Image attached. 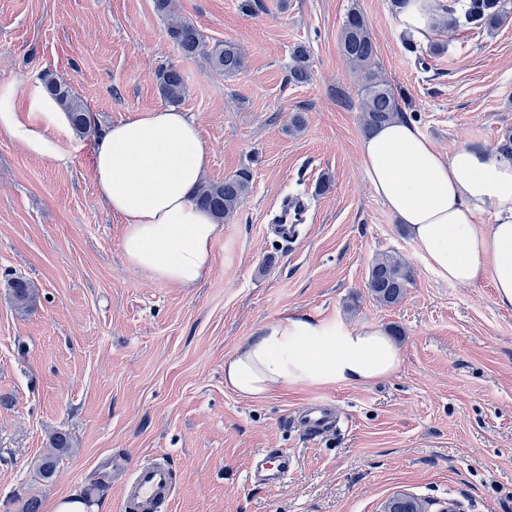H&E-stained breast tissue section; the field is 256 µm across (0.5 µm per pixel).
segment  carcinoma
Masks as SVG:
<instances>
[{
  "label": "carcinoma",
  "mask_w": 512,
  "mask_h": 512,
  "mask_svg": "<svg viewBox=\"0 0 512 512\" xmlns=\"http://www.w3.org/2000/svg\"><path fill=\"white\" fill-rule=\"evenodd\" d=\"M431 10L443 20L445 26H463L482 30L496 27L502 18L501 0H432ZM168 35L186 56L203 54L211 65L233 74L243 69L244 57L239 48L231 42L217 43L206 47L203 34L187 19H173L168 26ZM340 45L347 61L363 71L365 98L362 108V125L366 133L391 122L401 114L398 97L389 82L373 69L376 44L364 16L355 8L347 13L340 33ZM293 65L289 70L290 79L295 83L308 80L307 50L298 45L292 52ZM163 99L172 106L181 104L186 84L180 70L170 66L157 74ZM46 93L67 113L74 131L81 136L99 133L98 118L86 107L72 87L52 78L42 79ZM252 173L244 168L218 182L202 183L197 187L196 200L202 209L208 211L219 223L229 220L248 196ZM410 282V271L400 259L383 255L375 260L369 271L368 286L371 294L382 304L392 305L403 296ZM7 288L14 306L24 312L33 308L36 299L34 285L23 278L7 280ZM68 447L66 436L53 438L51 450L40 466V474L49 476L55 466L57 453Z\"/></svg>",
  "instance_id": "cac0c4a2"
}]
</instances>
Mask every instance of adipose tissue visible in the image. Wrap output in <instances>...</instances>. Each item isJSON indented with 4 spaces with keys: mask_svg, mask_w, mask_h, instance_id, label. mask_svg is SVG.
<instances>
[{
    "mask_svg": "<svg viewBox=\"0 0 512 512\" xmlns=\"http://www.w3.org/2000/svg\"><path fill=\"white\" fill-rule=\"evenodd\" d=\"M13 87L0 88V132L30 154L60 158L54 132L68 119L41 91L31 111L44 127L20 121ZM93 152L101 200L121 218V247L153 279L195 287L208 274L218 226L192 199L209 165L196 123L158 108L107 126ZM373 192L404 224L427 267L440 279L472 285L491 278L502 306L512 307V162L481 147L445 155L410 121L396 118L363 139ZM493 225L478 224L475 205ZM400 349L375 325L349 328L291 313L242 342L224 362V385L262 400L286 387L362 386L393 377Z\"/></svg>",
    "mask_w": 512,
    "mask_h": 512,
    "instance_id": "obj_1",
    "label": "adipose tissue"
}]
</instances>
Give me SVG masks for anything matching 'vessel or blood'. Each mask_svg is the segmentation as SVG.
<instances>
[{"instance_id": "1", "label": "vessel or blood", "mask_w": 512, "mask_h": 512, "mask_svg": "<svg viewBox=\"0 0 512 512\" xmlns=\"http://www.w3.org/2000/svg\"><path fill=\"white\" fill-rule=\"evenodd\" d=\"M308 210L306 199L285 201L275 216L276 233L287 241L297 238L301 231L298 219L306 215ZM298 421L312 439L323 437L336 426L335 417L326 403L320 401L308 403ZM296 463L294 456L272 449L264 450L254 461L263 481L269 485L282 483ZM112 469L127 474L126 490L133 512H157L174 493L172 470L167 460L147 462L129 470L116 461Z\"/></svg>"}]
</instances>
